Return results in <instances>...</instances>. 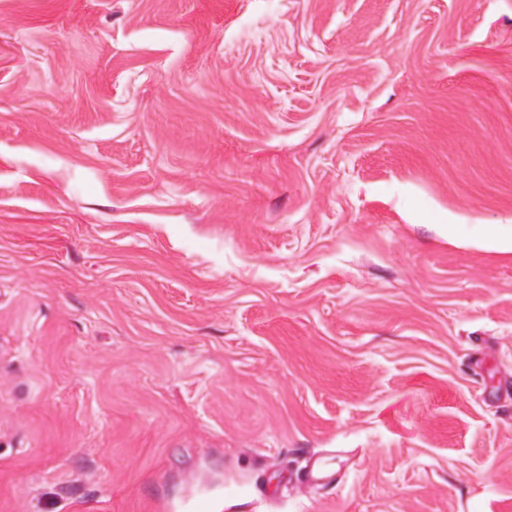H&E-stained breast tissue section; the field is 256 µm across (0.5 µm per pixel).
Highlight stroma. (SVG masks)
<instances>
[{"mask_svg":"<svg viewBox=\"0 0 512 512\" xmlns=\"http://www.w3.org/2000/svg\"><path fill=\"white\" fill-rule=\"evenodd\" d=\"M488 229L512 0H0V512H512Z\"/></svg>","mask_w":512,"mask_h":512,"instance_id":"35a3bbf8","label":"stroma"}]
</instances>
